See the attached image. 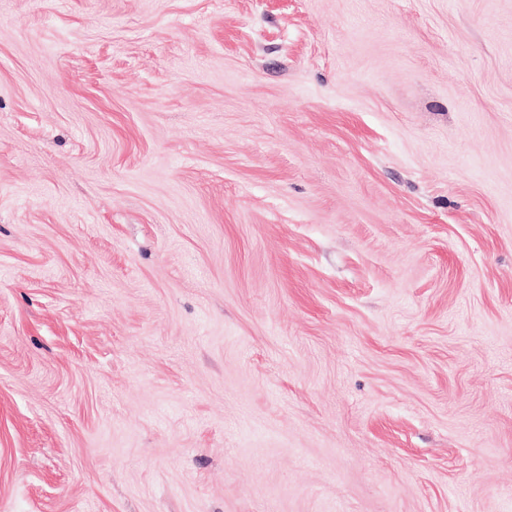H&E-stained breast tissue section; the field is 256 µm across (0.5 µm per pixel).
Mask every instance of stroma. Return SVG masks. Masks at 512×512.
<instances>
[{
	"label": "stroma",
	"instance_id": "35a3bbf8",
	"mask_svg": "<svg viewBox=\"0 0 512 512\" xmlns=\"http://www.w3.org/2000/svg\"><path fill=\"white\" fill-rule=\"evenodd\" d=\"M0 512H512V0H0Z\"/></svg>",
	"mask_w": 512,
	"mask_h": 512
}]
</instances>
